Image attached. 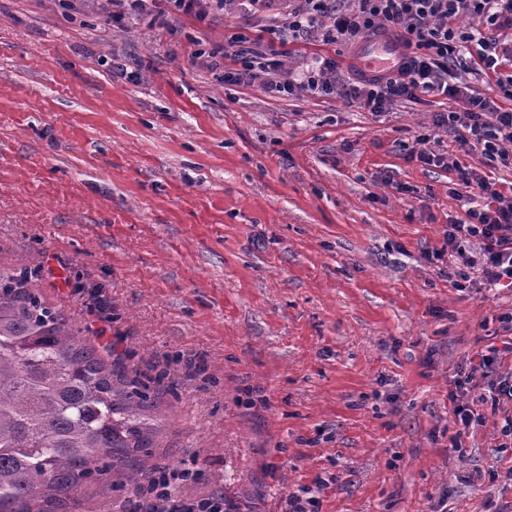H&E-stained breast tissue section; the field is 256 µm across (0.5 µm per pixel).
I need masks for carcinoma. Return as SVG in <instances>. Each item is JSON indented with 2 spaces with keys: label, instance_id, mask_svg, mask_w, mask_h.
Segmentation results:
<instances>
[{
  "label": "carcinoma",
  "instance_id": "carcinoma-1",
  "mask_svg": "<svg viewBox=\"0 0 512 512\" xmlns=\"http://www.w3.org/2000/svg\"><path fill=\"white\" fill-rule=\"evenodd\" d=\"M39 288L38 271L0 268V512L66 496L95 475L133 487L158 470L151 388L171 372L101 356Z\"/></svg>",
  "mask_w": 512,
  "mask_h": 512
}]
</instances>
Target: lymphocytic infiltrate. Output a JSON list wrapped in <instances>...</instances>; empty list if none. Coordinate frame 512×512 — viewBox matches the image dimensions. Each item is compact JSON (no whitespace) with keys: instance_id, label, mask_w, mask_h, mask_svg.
<instances>
[{"instance_id":"f902f5d3","label":"lymphocytic infiltrate","mask_w":512,"mask_h":512,"mask_svg":"<svg viewBox=\"0 0 512 512\" xmlns=\"http://www.w3.org/2000/svg\"><path fill=\"white\" fill-rule=\"evenodd\" d=\"M464 18L477 20L478 29L461 26ZM507 31L512 32V0H352L348 9L337 7L336 0H298L272 35L282 45L314 40L346 48L373 37H396L402 52L392 65L343 78L339 62L326 58L307 69L303 90L355 101L376 114L426 95L460 99L462 111L437 115L436 126L456 131L463 145L506 165L512 163V111L498 110L494 97H512V39L503 37ZM465 47L471 50L470 74L491 80L492 96L471 94L466 78L456 72ZM457 179L466 218L449 224L445 249L477 268L480 285L512 288V196L463 166ZM474 245L479 248L475 254L470 251ZM509 356L512 340L477 352L467 382L483 381L495 399L512 402V379L495 376ZM185 480L176 472L149 479L136 491L133 512H228L217 494L178 498L174 488Z\"/></svg>"}]
</instances>
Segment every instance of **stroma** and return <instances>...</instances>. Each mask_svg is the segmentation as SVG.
Instances as JSON below:
<instances>
[{"mask_svg":"<svg viewBox=\"0 0 512 512\" xmlns=\"http://www.w3.org/2000/svg\"><path fill=\"white\" fill-rule=\"evenodd\" d=\"M112 0H0V267L141 368H171L154 462L199 470L177 496L232 512H512V404L482 387L459 433L448 400L477 351L512 337V288L435 259L465 213L463 165L512 195V166L434 125L460 101L376 116L336 97L228 85L239 34L284 0L205 20L112 18ZM359 50L288 44L271 77ZM441 162L409 155L419 135ZM103 480L42 512H130Z\"/></svg>","mask_w":512,"mask_h":512,"instance_id":"1","label":"stroma"}]
</instances>
